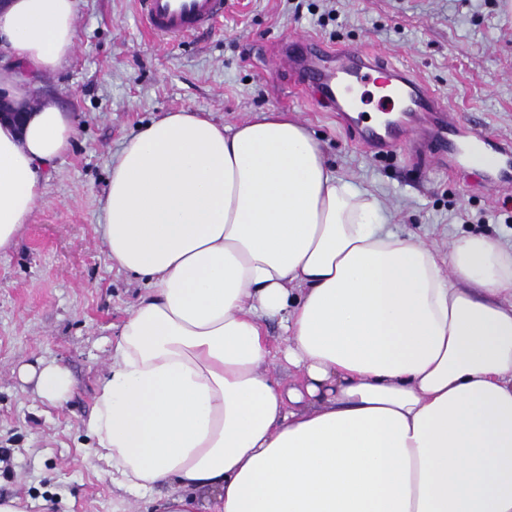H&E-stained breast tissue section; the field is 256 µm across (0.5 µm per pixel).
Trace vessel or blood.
<instances>
[{
	"label": "vessel or blood",
	"instance_id": "b4317fda",
	"mask_svg": "<svg viewBox=\"0 0 512 512\" xmlns=\"http://www.w3.org/2000/svg\"><path fill=\"white\" fill-rule=\"evenodd\" d=\"M143 27L151 34L183 39L209 28L224 16L225 0H136ZM279 61L293 74L299 86L313 89L320 101L337 112H345L356 87L371 84L389 88L390 100L380 109L392 111L402 105L410 120L378 129L363 117L347 115L357 143L366 150L388 153L409 144L432 155L456 157L459 139L484 147L494 143L504 161H512V142H492L484 131L467 127L455 111L432 89L408 70L363 48L328 49L305 41L279 50Z\"/></svg>",
	"mask_w": 512,
	"mask_h": 512
}]
</instances>
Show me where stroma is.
<instances>
[{"label":"stroma","instance_id":"stroma-1","mask_svg":"<svg viewBox=\"0 0 512 512\" xmlns=\"http://www.w3.org/2000/svg\"><path fill=\"white\" fill-rule=\"evenodd\" d=\"M76 31L69 63L37 76L31 94L73 112L76 139L0 256V495L26 512H146L113 487L86 428L110 342L143 292L96 233L113 154L169 112L234 127L275 109L323 142L337 176L380 198L393 231L441 254L464 233L510 238L512 190L469 184L403 148L364 151L274 58L302 39L374 48L422 75L464 124L512 141V10L505 0H226L221 22L182 42L144 33L135 0H79ZM40 360L71 371L66 402L21 381L20 366Z\"/></svg>","mask_w":512,"mask_h":512}]
</instances>
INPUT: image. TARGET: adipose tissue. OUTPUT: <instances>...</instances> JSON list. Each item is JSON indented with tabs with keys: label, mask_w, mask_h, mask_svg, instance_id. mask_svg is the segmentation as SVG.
Segmentation results:
<instances>
[{
	"label": "adipose tissue",
	"mask_w": 512,
	"mask_h": 512,
	"mask_svg": "<svg viewBox=\"0 0 512 512\" xmlns=\"http://www.w3.org/2000/svg\"><path fill=\"white\" fill-rule=\"evenodd\" d=\"M78 0H0V255L71 149V113L30 105ZM97 235L147 290L110 348L87 427L113 485L159 512H512V245L440 255L388 229L285 112L227 128L172 112L112 158ZM285 322L271 370L265 328ZM51 403L73 380L25 364Z\"/></svg>",
	"instance_id": "obj_1"
}]
</instances>
